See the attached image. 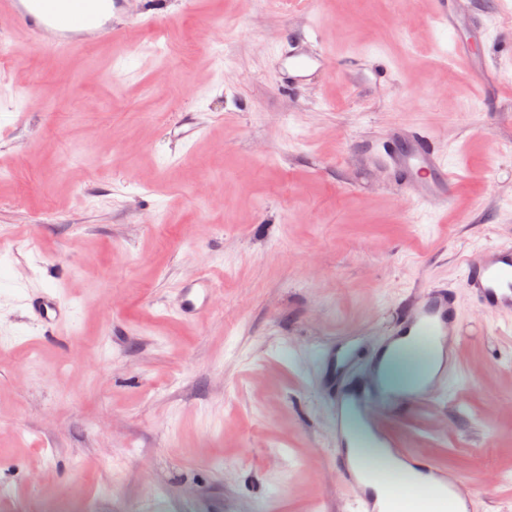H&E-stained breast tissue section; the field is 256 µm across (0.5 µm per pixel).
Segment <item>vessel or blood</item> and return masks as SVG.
<instances>
[{
	"label": "vessel or blood",
	"instance_id": "vessel-or-blood-1",
	"mask_svg": "<svg viewBox=\"0 0 512 512\" xmlns=\"http://www.w3.org/2000/svg\"><path fill=\"white\" fill-rule=\"evenodd\" d=\"M119 0H0V14L16 18L30 39L56 52L87 46L112 34V15ZM382 160L397 176L398 185L423 201L449 194L457 182L437 152L430 134L413 128L393 130ZM462 277L476 307L496 316L512 313V245L483 249L479 259L466 260ZM210 283L201 278L181 287L176 313L190 319L199 314L198 298L206 297ZM35 324L63 329L70 306L54 289L40 291L31 300ZM461 319L453 290L425 288L404 300L396 312L391 337L365 363L362 378H347L360 346L343 350L327 346L321 358L329 374L344 383L328 398L335 427L334 459L339 481L351 497L348 512H472L462 496L461 477H448L428 458L414 456L389 430L388 415L399 414L434 394L444 370L439 354L460 334ZM406 354L421 372L413 383L398 386L386 375L388 359ZM373 454H365V447Z\"/></svg>",
	"mask_w": 512,
	"mask_h": 512
}]
</instances>
